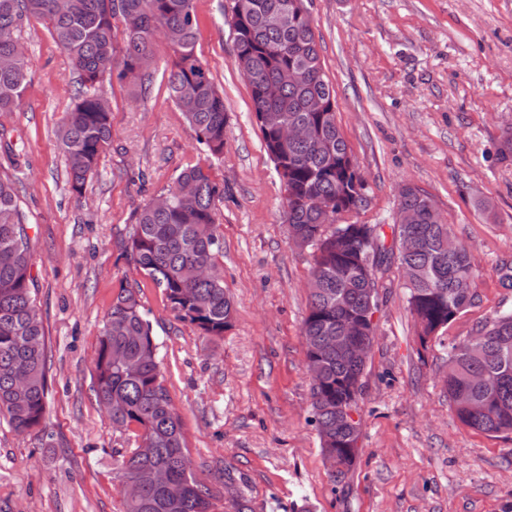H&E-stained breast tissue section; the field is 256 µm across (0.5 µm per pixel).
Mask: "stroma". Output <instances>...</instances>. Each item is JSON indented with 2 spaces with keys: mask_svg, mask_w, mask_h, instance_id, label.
Listing matches in <instances>:
<instances>
[{
  "mask_svg": "<svg viewBox=\"0 0 512 512\" xmlns=\"http://www.w3.org/2000/svg\"><path fill=\"white\" fill-rule=\"evenodd\" d=\"M197 55L224 93V287L232 326L208 341L176 318L129 266L135 212L189 163H207L163 77L172 49L153 42L143 84H105L112 142L82 198L70 190L56 130L78 77L47 28L24 22L29 85L0 112L26 162L19 206L34 247L37 303L49 336L45 430L0 416V512H120L116 453L127 435L91 392L97 336L112 297L139 284L165 385L187 433L191 468L215 512H512V435L463 425L443 388L450 339L512 309L498 267L512 261V163L497 148L512 126V0H313L315 37L336 90V118L367 184L362 224L392 223L405 185L430 197L469 244L477 296L420 344L402 272L380 279L376 342L359 399L360 452L331 471L310 423L301 329L311 251L293 245L283 188L252 115L227 23L231 0H196ZM488 201L491 212L477 207Z\"/></svg>",
  "mask_w": 512,
  "mask_h": 512,
  "instance_id": "1",
  "label": "stroma"
}]
</instances>
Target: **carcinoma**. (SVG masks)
<instances>
[{
  "label": "carcinoma",
  "mask_w": 512,
  "mask_h": 512,
  "mask_svg": "<svg viewBox=\"0 0 512 512\" xmlns=\"http://www.w3.org/2000/svg\"><path fill=\"white\" fill-rule=\"evenodd\" d=\"M232 0L237 18L236 60L247 79L253 111H276L288 123L311 128L308 139L284 146L271 128L260 127L264 148L282 170L284 215L298 246L312 250L309 306L303 322L306 358L317 359L321 378L311 388L312 422L326 461L351 452L353 431L336 426V407L358 409L363 367L353 355L324 347L341 336L366 306L364 290L396 259L407 302L421 327L419 339L445 330L475 298L476 269L467 243L457 237L426 194L407 186L399 208L412 224L390 225L385 245L376 225L336 223V211L356 214L367 196L356 163L336 122V90L326 79L308 0ZM47 26L79 78L72 106L57 131L71 190L82 194L112 141V111L104 82L145 76L142 58L155 36H172L174 59L165 70L169 96L197 139L216 159L224 154V95L197 56L195 0H0V58L15 57L23 21ZM124 24L116 49V20ZM29 84L26 61L0 68V112L18 109ZM328 102L325 108L318 107ZM183 183L188 197L177 195ZM17 180L0 177V414L20 433L41 431L47 417V339L36 303L33 249L17 205ZM224 191L210 167L188 164L160 196L135 214L123 243L126 262L161 290L176 317L204 338L224 336L234 307L224 291L223 235L217 202ZM370 261L369 276L362 263ZM141 288L123 286L112 298L98 336L91 381L94 397L112 424L129 433L133 447L116 459L117 476L160 469L170 485L150 486L123 512H214V495L189 467L183 421L163 383L157 344ZM448 400L465 426L489 435L512 434V310L495 313L471 337L448 343ZM151 448L139 452L140 443Z\"/></svg>",
  "instance_id": "cac0c4a2"
}]
</instances>
